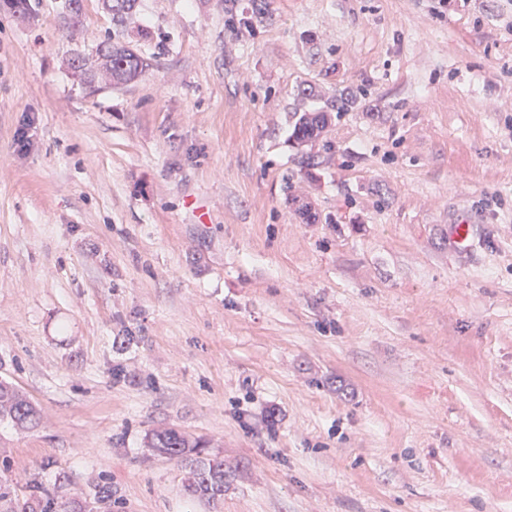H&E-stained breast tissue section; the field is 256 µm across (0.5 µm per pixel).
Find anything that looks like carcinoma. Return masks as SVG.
Segmentation results:
<instances>
[{"label": "carcinoma", "mask_w": 512, "mask_h": 512, "mask_svg": "<svg viewBox=\"0 0 512 512\" xmlns=\"http://www.w3.org/2000/svg\"><path fill=\"white\" fill-rule=\"evenodd\" d=\"M134 0H103L105 8L111 12L113 22L124 26ZM131 34L114 40L107 37L97 45L95 54L97 63L89 66L80 55L72 59L71 65L80 70L88 85L106 76L112 83L119 84L135 78L144 68L143 59L131 48ZM326 111L314 109L303 114L295 124L294 136L301 143L317 138L328 124ZM0 417L9 418L16 425L25 427L35 418L31 403L6 383L0 381ZM151 447L171 459L186 460L191 454L199 460L190 464L187 489L189 492L217 499L224 495V461L201 457L205 445L197 441L193 444L177 430L168 428L158 431L151 439ZM36 495L24 501L15 495L14 489L7 482L0 480V512H66L59 502L58 487L45 488L38 482L31 485ZM88 512H112V490L107 486H95L93 501Z\"/></svg>", "instance_id": "1"}]
</instances>
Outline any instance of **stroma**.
<instances>
[{"instance_id": "1", "label": "stroma", "mask_w": 512, "mask_h": 512, "mask_svg": "<svg viewBox=\"0 0 512 512\" xmlns=\"http://www.w3.org/2000/svg\"><path fill=\"white\" fill-rule=\"evenodd\" d=\"M62 2L0 0L18 497L65 473L70 512L99 483L112 512H512V0H136L146 67L95 92L68 61L112 17ZM167 427L223 457L221 499L150 448ZM326 111L314 109L304 113L295 124L294 136L301 143L317 138L328 124ZM0 417L9 418L16 425L26 427L32 424L35 410L31 403L7 383L0 381Z\"/></svg>"}]
</instances>
